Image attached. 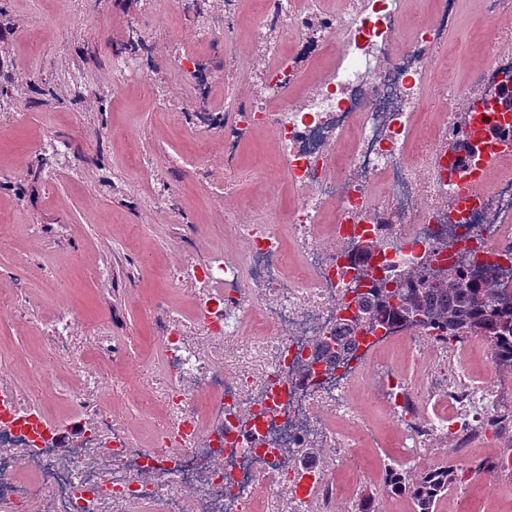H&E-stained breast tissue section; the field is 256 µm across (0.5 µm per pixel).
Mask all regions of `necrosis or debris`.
<instances>
[{"instance_id": "4bbe7bcc", "label": "necrosis or debris", "mask_w": 512, "mask_h": 512, "mask_svg": "<svg viewBox=\"0 0 512 512\" xmlns=\"http://www.w3.org/2000/svg\"><path fill=\"white\" fill-rule=\"evenodd\" d=\"M439 11L403 29L406 0H259L251 39L276 32L281 46L306 51L311 76L301 97L298 77L268 52L260 71L263 99L213 124L227 149L241 127L264 132L272 160L254 168L262 184L286 182L294 202L286 216L270 211L240 222L221 216L241 254H217L202 272L208 289L194 308L209 336L242 335L256 317L265 340L252 367L228 377L187 343L181 318L159 323V347L173 381L172 429L167 452L134 447L130 436L100 416L84 433L61 442L58 429L25 390L0 391V512L20 503L39 512H254V485L265 479L272 499H288L291 512H331L341 494L333 477L300 466L302 451L318 440L334 460L349 454L318 415L350 410L344 394L374 365L375 351L395 341H416L419 328L394 325L361 337L340 363L316 358L311 341L335 334L350 318L351 292L391 280L390 267L430 272L450 267L467 252L466 276L488 264L512 283V113H487L491 90L512 71V0H493L480 25L492 31L491 49L465 83L462 99L434 113L427 137L413 131L434 96L435 70L446 65L441 29L454 21L458 0H439ZM465 139L472 152L458 164L450 142ZM284 224L277 232L276 224ZM367 238L380 240L368 272L352 252ZM446 249H439L441 241ZM299 257L290 270L286 245ZM491 365L484 382L449 385L445 405L418 421L411 382L388 373L375 404L393 413L402 439L447 436L449 453L465 482L480 473L512 487V453L486 445L478 425L495 399L499 379L512 377L495 348L482 343ZM112 462L101 474L98 459ZM26 462L30 474L18 473Z\"/></svg>"}]
</instances>
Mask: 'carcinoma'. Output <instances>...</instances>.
Instances as JSON below:
<instances>
[{
	"label": "carcinoma",
	"instance_id": "carcinoma-1",
	"mask_svg": "<svg viewBox=\"0 0 512 512\" xmlns=\"http://www.w3.org/2000/svg\"><path fill=\"white\" fill-rule=\"evenodd\" d=\"M459 278L460 272L450 268L438 281L429 279L423 286V276L407 271L396 287L357 297L355 319L339 327L335 335L315 339L316 357L338 361L356 346L359 331H369L382 323H406L410 314L417 312L423 316L416 323L418 328L437 327L450 340L479 337L494 345L503 359H512V285L503 283L498 269L492 265L484 268L479 280L464 287L458 284ZM459 484V471L452 468H435L414 475L393 467L385 482V492L390 496H408L414 512H436L440 499Z\"/></svg>",
	"mask_w": 512,
	"mask_h": 512
}]
</instances>
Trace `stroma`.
I'll return each mask as SVG.
<instances>
[{
  "label": "stroma",
  "instance_id": "stroma-1",
  "mask_svg": "<svg viewBox=\"0 0 512 512\" xmlns=\"http://www.w3.org/2000/svg\"><path fill=\"white\" fill-rule=\"evenodd\" d=\"M487 2H458L446 36L456 61L448 95L488 49L476 26ZM132 18L149 43L138 58L154 81L149 94L112 77V54L125 43ZM188 52L197 55L194 78L174 67ZM216 57L170 0H0V88L6 91L0 97V390H28L64 438L80 435L81 424L106 408L136 447H150L154 431L167 423L155 315L190 313L206 289L192 277L167 284L166 271L187 255L201 268L219 251H244L243 242L216 224L218 211L237 209L245 198L256 213L274 206L284 212L292 202L287 186L272 197L242 177L268 157L267 135L242 131L240 152L231 159L218 143L196 157L197 143L210 131L196 107L235 108L260 88L246 69L228 84L209 85L205 77ZM46 130L57 149L41 146ZM129 132L135 142L126 140ZM162 152L181 157V164L159 161ZM138 157L153 160L166 208L143 204L148 186L132 167ZM64 315L75 321L73 335L61 344L43 338L42 324ZM107 333L118 351L96 359L97 338ZM193 338L200 355L225 370L232 369L233 354L262 345L256 336L226 342L197 331ZM420 350L413 361L404 347H393L382 369L348 392L354 420L373 429L374 442L343 463L340 477L353 489L334 512H354L367 493L380 512H401L377 475L380 462H404L398 427L368 398L381 390L388 368L438 387L434 350L425 341ZM83 370L100 390L76 410L69 393Z\"/></svg>",
  "mask_w": 512,
  "mask_h": 512
}]
</instances>
